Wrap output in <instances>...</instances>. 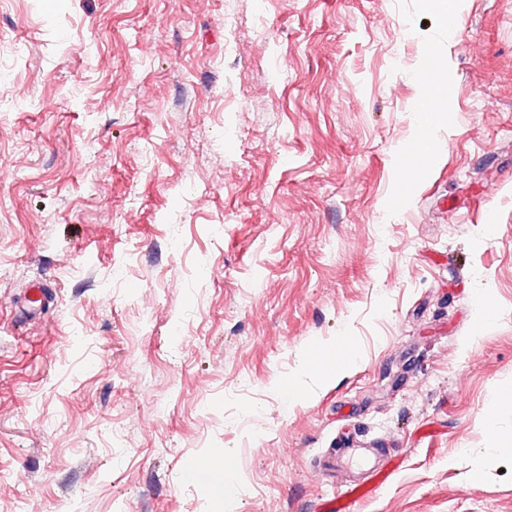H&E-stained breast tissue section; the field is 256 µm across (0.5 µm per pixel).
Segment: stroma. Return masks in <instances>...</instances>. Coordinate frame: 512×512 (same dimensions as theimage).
<instances>
[{
  "label": "stroma",
  "mask_w": 512,
  "mask_h": 512,
  "mask_svg": "<svg viewBox=\"0 0 512 512\" xmlns=\"http://www.w3.org/2000/svg\"><path fill=\"white\" fill-rule=\"evenodd\" d=\"M0 36V512H312L348 437L405 451L356 512H512V0H0ZM233 458L230 450L222 448L214 457L211 468L207 471H201V474L212 482L215 491L218 494H223V481L219 475H224L228 469V463Z\"/></svg>",
  "instance_id": "obj_1"
}]
</instances>
